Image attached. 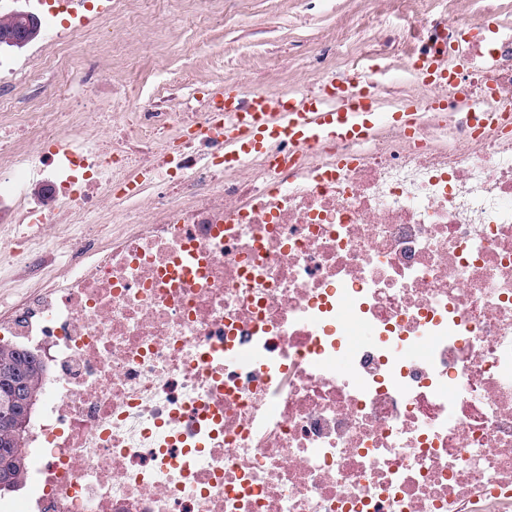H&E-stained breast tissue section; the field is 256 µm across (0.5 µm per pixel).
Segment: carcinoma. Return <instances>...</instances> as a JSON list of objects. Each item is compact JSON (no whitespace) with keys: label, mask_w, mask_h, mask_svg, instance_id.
I'll use <instances>...</instances> for the list:
<instances>
[{"label":"carcinoma","mask_w":512,"mask_h":512,"mask_svg":"<svg viewBox=\"0 0 512 512\" xmlns=\"http://www.w3.org/2000/svg\"><path fill=\"white\" fill-rule=\"evenodd\" d=\"M11 37L31 43L39 34L27 28L23 13L0 14V38ZM13 376V382L20 384L12 392L17 417L9 422L0 421V463H6L3 474L10 475L14 482L21 483L29 466V456L23 448L24 437L29 425L27 420H19L31 402L38 401L45 367L37 357L27 350L10 344H0V372Z\"/></svg>","instance_id":"cac0c4a2"}]
</instances>
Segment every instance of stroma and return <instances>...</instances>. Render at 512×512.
Instances as JSON below:
<instances>
[{"label": "stroma", "instance_id": "1", "mask_svg": "<svg viewBox=\"0 0 512 512\" xmlns=\"http://www.w3.org/2000/svg\"><path fill=\"white\" fill-rule=\"evenodd\" d=\"M364 0H247L236 16L213 14L202 36L184 39L177 31L155 24L140 32L138 41L155 56L151 65L132 67L119 62V79L143 86L164 80L168 70L183 69L180 102H187L198 80H211L235 74L248 79L262 77L272 59L288 56L289 75L272 74L274 83L287 76H299L313 63L311 51L319 39H326L339 53L359 49L369 54V39L350 44L346 38L357 17L365 14Z\"/></svg>", "mask_w": 512, "mask_h": 512}]
</instances>
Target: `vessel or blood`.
Returning <instances> with one entry per match:
<instances>
[{
  "mask_svg": "<svg viewBox=\"0 0 512 512\" xmlns=\"http://www.w3.org/2000/svg\"><path fill=\"white\" fill-rule=\"evenodd\" d=\"M372 86L368 80L358 88L340 86L302 100L258 95L242 110L225 101L224 139L229 147L224 158L235 161L244 154H263L285 141L305 146L329 138H367L382 118Z\"/></svg>",
  "mask_w": 512,
  "mask_h": 512,
  "instance_id": "1",
  "label": "vessel or blood"
}]
</instances>
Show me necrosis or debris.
Returning <instances> with one entry per match:
<instances>
[{
  "mask_svg": "<svg viewBox=\"0 0 512 512\" xmlns=\"http://www.w3.org/2000/svg\"><path fill=\"white\" fill-rule=\"evenodd\" d=\"M159 2L37 0L57 80L29 111L0 67V266L21 282L0 335L46 366L32 494L0 512H512V128L485 119L512 110V20L409 0L402 37L377 31L376 102L418 112L413 132L228 162L224 92L264 85L186 111L114 84L105 48L62 53L100 12L188 19ZM424 56L467 95L434 109ZM316 61L282 95L371 75Z\"/></svg>",
  "mask_w": 512,
  "mask_h": 512,
  "instance_id": "1",
  "label": "necrosis or debris"
}]
</instances>
